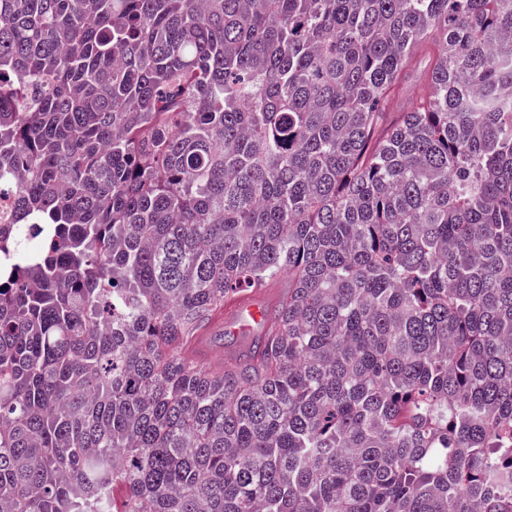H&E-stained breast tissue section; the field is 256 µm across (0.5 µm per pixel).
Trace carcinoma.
I'll use <instances>...</instances> for the list:
<instances>
[{
	"label": "carcinoma",
	"instance_id": "obj_1",
	"mask_svg": "<svg viewBox=\"0 0 512 512\" xmlns=\"http://www.w3.org/2000/svg\"><path fill=\"white\" fill-rule=\"evenodd\" d=\"M0 512H512V0H0ZM225 307L224 324L221 323L223 315H217L202 335L206 349L194 353L198 363L207 370L214 369L222 362H233L248 351L258 336L243 341L227 331L224 325L234 326V331L237 330L241 336H250L266 325L264 309L256 300L237 298L229 301Z\"/></svg>",
	"mask_w": 512,
	"mask_h": 512
}]
</instances>
